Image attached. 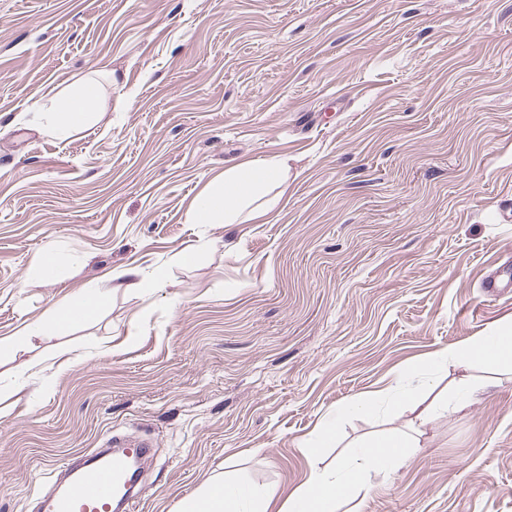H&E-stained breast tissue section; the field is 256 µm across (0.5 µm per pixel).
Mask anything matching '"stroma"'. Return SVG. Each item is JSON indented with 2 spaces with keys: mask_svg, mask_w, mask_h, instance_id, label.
Wrapping results in <instances>:
<instances>
[{
  "mask_svg": "<svg viewBox=\"0 0 512 512\" xmlns=\"http://www.w3.org/2000/svg\"><path fill=\"white\" fill-rule=\"evenodd\" d=\"M90 77L91 125L47 133L36 100ZM269 156L290 170L266 223H189ZM505 198L512 0H0V338L112 291L0 356V512L118 433L154 444L136 512L218 474L285 502L335 460L307 453L325 416L512 318V288L483 290L512 271ZM48 251L54 282L31 272ZM124 268L168 285L112 288ZM414 425L392 402L341 444ZM419 428L360 512H512V378ZM108 294L101 289H90L85 292L72 307H59L48 320L26 323L15 336L0 339V353L17 350L34 338L45 336L51 331L63 328L75 320L93 318L106 303Z\"/></svg>",
  "mask_w": 512,
  "mask_h": 512,
  "instance_id": "stroma-1",
  "label": "stroma"
}]
</instances>
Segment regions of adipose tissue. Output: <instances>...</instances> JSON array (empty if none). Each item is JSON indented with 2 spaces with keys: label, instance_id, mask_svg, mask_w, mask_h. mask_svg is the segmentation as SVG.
<instances>
[{
  "label": "adipose tissue",
  "instance_id": "ef3b65f1",
  "mask_svg": "<svg viewBox=\"0 0 512 512\" xmlns=\"http://www.w3.org/2000/svg\"><path fill=\"white\" fill-rule=\"evenodd\" d=\"M98 101L97 87L86 82L66 94L49 98L41 106L47 128L59 135L88 126ZM286 161L273 156L225 168L192 205L198 224H259L274 212L281 201L277 187L286 182ZM108 294L101 289L85 292L73 306L57 308L46 320L26 323L16 335L0 339V353L17 350L32 339L47 335L76 320L93 318L104 306ZM448 365H481L494 372L512 374V320L497 325L492 332L472 340L448 345L431 355L413 375L431 379ZM479 390L471 380L456 383L446 402L425 400L405 388L396 393L397 401L416 410L420 420H428L440 409L460 411L476 403ZM416 437L388 434L365 438L354 450L337 457L333 468L312 466L304 484L288 497L278 512H340L344 502L363 501L369 491L370 476L401 467L409 449L418 447ZM275 491L211 477L194 495L184 499L178 512H250L255 501L272 503Z\"/></svg>",
  "mask_w": 512,
  "mask_h": 512
}]
</instances>
